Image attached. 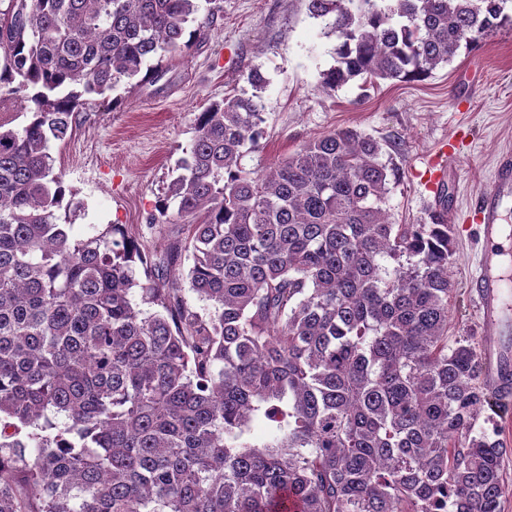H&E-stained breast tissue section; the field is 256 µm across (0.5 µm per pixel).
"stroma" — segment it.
<instances>
[{
    "label": "stroma",
    "instance_id": "35a3bbf8",
    "mask_svg": "<svg viewBox=\"0 0 512 512\" xmlns=\"http://www.w3.org/2000/svg\"><path fill=\"white\" fill-rule=\"evenodd\" d=\"M198 14L213 18L205 35L164 58L157 78L124 81L88 98L71 138L54 147V170L66 189L59 223L78 239L122 224L145 253L162 251L178 227L162 222L157 205L195 136L197 116L247 88L257 67L268 81L266 137L243 158L246 168L265 169L308 140L354 128L379 140L384 159L399 169L386 201L392 221L416 224L435 202L427 160L448 142L456 156L445 183L455 231L448 336H481L471 288L482 249L474 207L498 155L512 150V29H499L425 80L384 81L365 95L354 84L323 89L335 38L310 17L306 0H200Z\"/></svg>",
    "mask_w": 512,
    "mask_h": 512
}]
</instances>
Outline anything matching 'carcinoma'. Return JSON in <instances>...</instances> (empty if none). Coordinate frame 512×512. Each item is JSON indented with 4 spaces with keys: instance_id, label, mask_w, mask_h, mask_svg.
Returning a JSON list of instances; mask_svg holds the SVG:
<instances>
[{
    "instance_id": "carcinoma-1",
    "label": "carcinoma",
    "mask_w": 512,
    "mask_h": 512,
    "mask_svg": "<svg viewBox=\"0 0 512 512\" xmlns=\"http://www.w3.org/2000/svg\"><path fill=\"white\" fill-rule=\"evenodd\" d=\"M307 10L336 35L333 92L422 81L512 25V0ZM197 11L0 0V99L31 103L0 123V512H501L507 449L475 431L498 399L475 337L448 343L445 199L391 222L377 139L341 128L245 170L264 135L253 68L252 92L200 113L158 205L185 240L152 260L120 224L78 240L57 222L52 149L74 114L181 52L213 17ZM255 416L279 430L261 448Z\"/></svg>"
}]
</instances>
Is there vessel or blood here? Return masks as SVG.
<instances>
[{"mask_svg": "<svg viewBox=\"0 0 512 512\" xmlns=\"http://www.w3.org/2000/svg\"><path fill=\"white\" fill-rule=\"evenodd\" d=\"M512 203V152H502L494 167L490 188L476 202L478 234L484 242L478 271L471 279L485 324L484 354L488 382L500 398L503 416L512 415V380L503 376L500 337L512 318V303L506 299L502 260L512 253V237L505 235L503 212Z\"/></svg>", "mask_w": 512, "mask_h": 512, "instance_id": "obj_1", "label": "vessel or blood"}]
</instances>
